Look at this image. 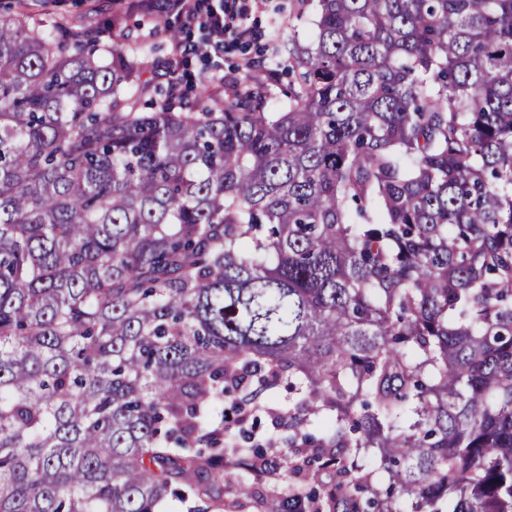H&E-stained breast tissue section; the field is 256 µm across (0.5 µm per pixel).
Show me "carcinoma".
Listing matches in <instances>:
<instances>
[{"label":"carcinoma","mask_w":512,"mask_h":512,"mask_svg":"<svg viewBox=\"0 0 512 512\" xmlns=\"http://www.w3.org/2000/svg\"><path fill=\"white\" fill-rule=\"evenodd\" d=\"M291 8L186 97L131 0L0 14V512H224L278 446L263 512H512V0ZM21 3L28 7L33 18L42 24H54L62 17L84 25V29L102 31L107 20L112 18L115 0H0V14L9 3Z\"/></svg>","instance_id":"obj_1"}]
</instances>
